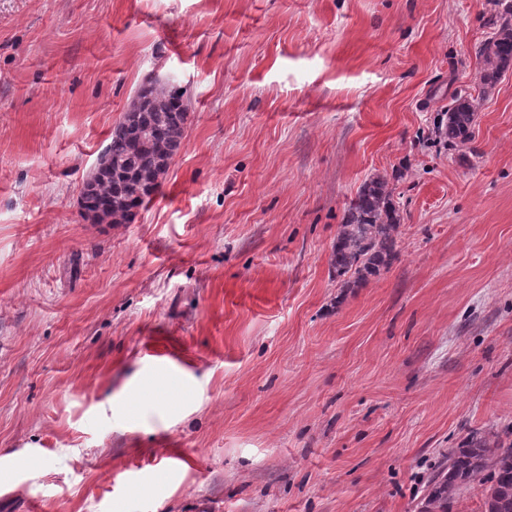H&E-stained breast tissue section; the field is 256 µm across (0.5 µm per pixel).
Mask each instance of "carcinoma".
<instances>
[{"label": "carcinoma", "mask_w": 512, "mask_h": 512, "mask_svg": "<svg viewBox=\"0 0 512 512\" xmlns=\"http://www.w3.org/2000/svg\"><path fill=\"white\" fill-rule=\"evenodd\" d=\"M487 20L492 36L475 48L479 85L488 91L512 67V0H497ZM140 107L126 111L115 124L104 154L112 157V174L88 197L89 207L122 198L138 209L154 195L184 138L189 107L187 90L150 77L138 88ZM476 106L458 96L448 107L438 131L450 143L472 138ZM400 214L393 188L381 175L366 181L345 209L331 255L341 287L366 282L388 268L396 257ZM469 487L480 489L484 512H512V441L498 433L473 431L452 449L429 477L420 512H449Z\"/></svg>", "instance_id": "cac0c4a2"}]
</instances>
